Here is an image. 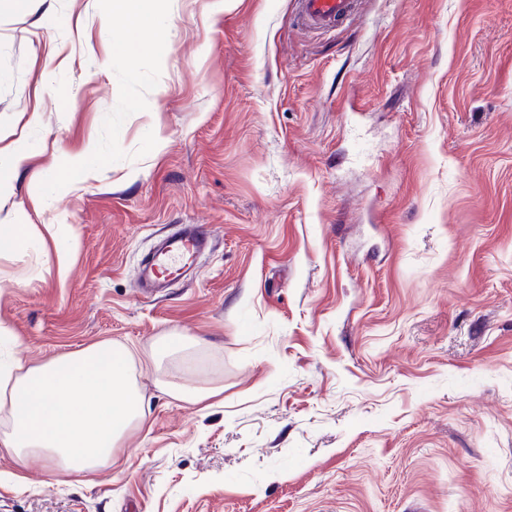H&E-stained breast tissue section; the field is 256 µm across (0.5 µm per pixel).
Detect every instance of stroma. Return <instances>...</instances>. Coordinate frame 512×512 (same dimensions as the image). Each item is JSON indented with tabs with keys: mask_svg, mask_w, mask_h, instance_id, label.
I'll return each instance as SVG.
<instances>
[{
	"mask_svg": "<svg viewBox=\"0 0 512 512\" xmlns=\"http://www.w3.org/2000/svg\"><path fill=\"white\" fill-rule=\"evenodd\" d=\"M154 8L134 57L111 0L0 9V230L58 237L0 252V368L123 346L146 414L84 476L0 446V512H512V0ZM177 224L212 248L141 297ZM305 24L314 30L323 31L336 27L352 16L355 0H301ZM28 157L19 145V139L0 147V190L24 166ZM192 341L190 336L167 335L160 338L156 348L151 353L154 364H160L164 359L177 354L189 345ZM157 382L165 393L178 400L194 405L201 404L208 400L210 397L215 395L216 391L214 389L170 380L159 379Z\"/></svg>",
	"mask_w": 512,
	"mask_h": 512,
	"instance_id": "obj_1",
	"label": "stroma"
}]
</instances>
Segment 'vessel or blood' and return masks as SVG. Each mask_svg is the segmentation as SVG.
Masks as SVG:
<instances>
[{
    "mask_svg": "<svg viewBox=\"0 0 512 512\" xmlns=\"http://www.w3.org/2000/svg\"><path fill=\"white\" fill-rule=\"evenodd\" d=\"M305 24L323 31L335 28L352 16L356 0H301ZM211 240L209 229L203 224H182L167 237L144 263L137 288L142 293H154L180 279Z\"/></svg>",
    "mask_w": 512,
    "mask_h": 512,
    "instance_id": "obj_1",
    "label": "vessel or blood"
}]
</instances>
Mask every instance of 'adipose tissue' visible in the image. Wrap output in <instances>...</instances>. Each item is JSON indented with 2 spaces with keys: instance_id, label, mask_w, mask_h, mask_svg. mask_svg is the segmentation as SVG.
I'll return each mask as SVG.
<instances>
[{
  "instance_id": "1",
  "label": "adipose tissue",
  "mask_w": 512,
  "mask_h": 512,
  "mask_svg": "<svg viewBox=\"0 0 512 512\" xmlns=\"http://www.w3.org/2000/svg\"><path fill=\"white\" fill-rule=\"evenodd\" d=\"M151 0H113L129 21V53L159 49L161 20ZM9 407L10 429L0 446L18 459L49 452L69 471L108 465L131 428L145 414L133 355L125 348L94 345L51 358L20 372L0 373V407Z\"/></svg>"
}]
</instances>
